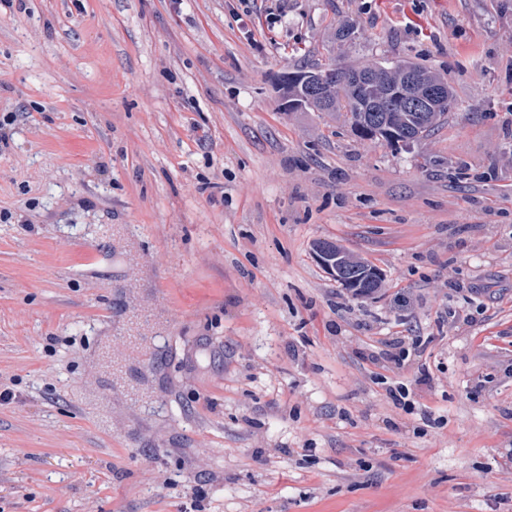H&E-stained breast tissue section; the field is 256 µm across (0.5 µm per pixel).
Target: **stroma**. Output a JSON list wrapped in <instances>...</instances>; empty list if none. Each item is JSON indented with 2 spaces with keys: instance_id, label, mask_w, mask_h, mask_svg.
<instances>
[{
  "instance_id": "obj_1",
  "label": "stroma",
  "mask_w": 512,
  "mask_h": 512,
  "mask_svg": "<svg viewBox=\"0 0 512 512\" xmlns=\"http://www.w3.org/2000/svg\"><path fill=\"white\" fill-rule=\"evenodd\" d=\"M330 56L454 106L396 145L284 111ZM7 112L0 512H512V0H0ZM321 251H328L332 257L339 256L340 266L349 277H354L360 281L359 290L355 292L356 295H365L374 292L380 285L381 280L378 275L376 278L369 280L366 277L368 267H373L368 262L362 261L354 257L343 247L334 242L323 241L316 246V253ZM405 336H395L386 341L387 349L379 356H371L374 364L380 365L387 371L401 370L411 365L412 353L404 347ZM377 384L385 386L386 398L391 401L395 408L401 409L406 413L412 412L415 405L411 399L413 391L407 384L399 381H389V378L382 374H376Z\"/></svg>"
}]
</instances>
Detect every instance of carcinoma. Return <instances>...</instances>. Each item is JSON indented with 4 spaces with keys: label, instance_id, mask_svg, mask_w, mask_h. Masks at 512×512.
<instances>
[{
    "label": "carcinoma",
    "instance_id": "1",
    "mask_svg": "<svg viewBox=\"0 0 512 512\" xmlns=\"http://www.w3.org/2000/svg\"><path fill=\"white\" fill-rule=\"evenodd\" d=\"M409 70L417 72L428 86L442 89L448 86V82L439 74L407 60H383L349 67L316 62L307 70H293V73L304 76L306 83L290 84L287 91L288 95L301 100L298 107L301 112H347L352 130L363 139L408 143L427 136L437 128L451 110L454 101L450 93L446 103L426 112L373 113V106L401 84ZM361 72L367 74L361 82L346 79L348 74ZM316 250L339 257L345 274L360 281L356 294L368 295L379 287L380 278L370 280L366 277L370 264L354 257L343 247L323 241L316 246Z\"/></svg>",
    "mask_w": 512,
    "mask_h": 512
}]
</instances>
